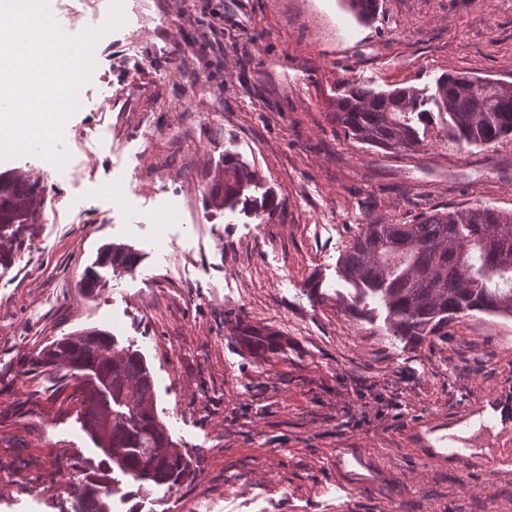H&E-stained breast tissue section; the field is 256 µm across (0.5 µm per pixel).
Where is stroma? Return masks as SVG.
Returning a JSON list of instances; mask_svg holds the SVG:
<instances>
[{
    "label": "stroma",
    "instance_id": "35a3bbf8",
    "mask_svg": "<svg viewBox=\"0 0 512 512\" xmlns=\"http://www.w3.org/2000/svg\"><path fill=\"white\" fill-rule=\"evenodd\" d=\"M113 1L54 0L59 28L101 32L64 166L0 158L45 189L0 265V512H72L103 457L81 379L29 366L90 328L142 356L190 458L173 489L122 482L114 512H512V318L410 342L385 310L351 316L339 273L363 225L512 211V138L458 144L435 112L418 146L386 151L333 119L352 83L512 84V0H380L367 23L344 0H117L110 30ZM229 158L257 174L232 208ZM112 244L137 252L132 269L100 267ZM240 323L279 331L282 350L251 354Z\"/></svg>",
    "mask_w": 512,
    "mask_h": 512
}]
</instances>
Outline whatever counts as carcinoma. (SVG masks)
<instances>
[{
    "instance_id": "carcinoma-1",
    "label": "carcinoma",
    "mask_w": 512,
    "mask_h": 512,
    "mask_svg": "<svg viewBox=\"0 0 512 512\" xmlns=\"http://www.w3.org/2000/svg\"><path fill=\"white\" fill-rule=\"evenodd\" d=\"M361 21L374 18L379 0H348ZM465 74L441 78L423 96L406 87L375 91L352 86L336 100V124L362 144L401 149L420 141L415 122L431 114L428 105L448 114V133L460 144L488 146L512 137V87ZM256 173L224 162V204L236 205ZM37 181L0 177V240L15 224H26L43 203ZM121 245L105 250L99 263L135 265ZM340 272L357 290L347 306L354 317L367 316L365 298H378L387 311L392 335L411 341L448 337V323L471 312L512 318V211L476 206L431 211L413 224H366L342 255ZM241 343L256 352H275L280 337L250 326L238 330ZM32 365H52L72 377L84 375L82 401L86 427L104 455L103 465L86 474L78 493L81 512H111L102 498L107 479L126 477L144 486L169 490L189 476L190 461L158 421L154 383L141 356L118 348L108 333L85 330L49 344Z\"/></svg>"
}]
</instances>
